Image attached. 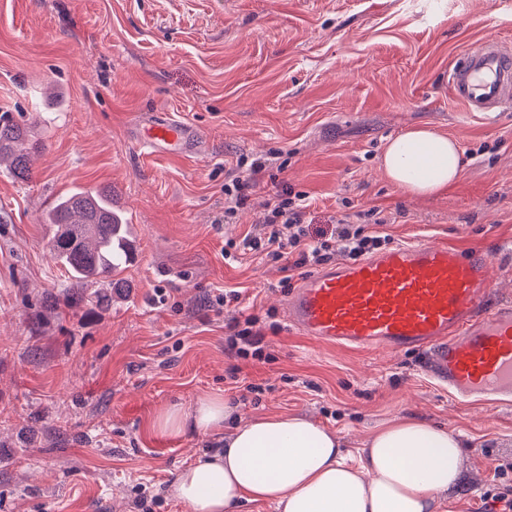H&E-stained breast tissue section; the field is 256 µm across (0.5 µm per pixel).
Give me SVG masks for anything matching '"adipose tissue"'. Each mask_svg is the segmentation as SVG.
<instances>
[{
	"label": "adipose tissue",
	"mask_w": 512,
	"mask_h": 512,
	"mask_svg": "<svg viewBox=\"0 0 512 512\" xmlns=\"http://www.w3.org/2000/svg\"><path fill=\"white\" fill-rule=\"evenodd\" d=\"M461 166L457 142L424 127L389 140L382 162L394 186L417 196L446 191ZM234 411L223 397H205L189 411L160 414L153 428L162 436L219 432ZM461 448L448 428L406 419L375 428L353 463L325 427L298 415L261 416L178 472L171 490L191 512H240L246 503L278 512H438L459 477Z\"/></svg>",
	"instance_id": "1"
}]
</instances>
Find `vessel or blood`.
Instances as JSON below:
<instances>
[{"mask_svg":"<svg viewBox=\"0 0 512 512\" xmlns=\"http://www.w3.org/2000/svg\"><path fill=\"white\" fill-rule=\"evenodd\" d=\"M453 98L485 117L512 108V47L479 41L448 69ZM138 138L153 154L186 153L202 141L192 123L146 120ZM482 248L396 244L309 274L283 302L291 327L349 350L421 353L425 370L460 400L512 403V303L491 292Z\"/></svg>","mask_w":512,"mask_h":512,"instance_id":"b4317fda","label":"vessel or blood"}]
</instances>
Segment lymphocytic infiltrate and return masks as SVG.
<instances>
[{
	"instance_id": "obj_1",
	"label": "lymphocytic infiltrate",
	"mask_w": 512,
	"mask_h": 512,
	"mask_svg": "<svg viewBox=\"0 0 512 512\" xmlns=\"http://www.w3.org/2000/svg\"><path fill=\"white\" fill-rule=\"evenodd\" d=\"M266 168L265 161L255 159L245 172L232 170L225 175V220H232L238 209L247 205ZM308 215L305 195L292 192L289 187H281L265 201L258 233L245 235L238 247L296 271L328 264L338 255L356 261L377 253L392 242L390 235L367 230L365 225L347 218L337 219L331 233L314 236L309 232ZM229 329L226 348L230 355L264 359L265 335L259 315L250 313L233 318Z\"/></svg>"
}]
</instances>
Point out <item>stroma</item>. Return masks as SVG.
<instances>
[{"instance_id": "stroma-1", "label": "stroma", "mask_w": 512, "mask_h": 512, "mask_svg": "<svg viewBox=\"0 0 512 512\" xmlns=\"http://www.w3.org/2000/svg\"><path fill=\"white\" fill-rule=\"evenodd\" d=\"M480 38L512 44V0H0V113L37 140L27 181L0 172V512H139L141 491L152 512H190L170 485L224 436L152 423L209 395L236 401L226 428L299 415L354 459L379 425L448 426L464 448L442 512H484L494 460H512V405L455 400L414 352L310 341L282 311V279L304 270L223 253L285 184L316 233L375 209L394 242L486 249L512 300V112H467L448 86ZM162 114L201 130L198 155L146 153L137 127ZM418 126L463 151L447 192L409 196L381 169L387 139ZM242 157L269 159L270 176L228 224L224 174ZM77 187L111 191L127 218L118 294L80 288L47 248L42 216ZM218 288L274 310L269 361L225 351L238 309L205 305Z\"/></svg>"}]
</instances>
